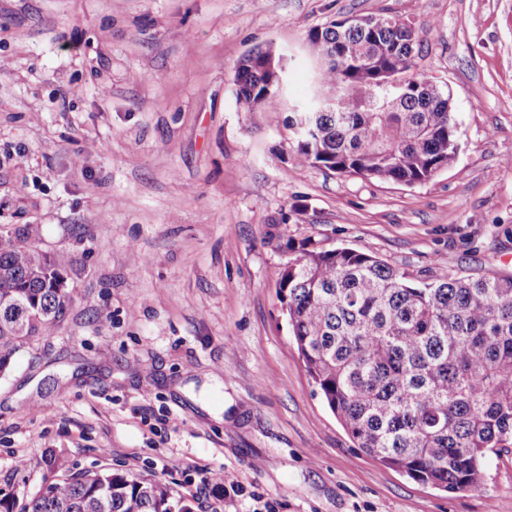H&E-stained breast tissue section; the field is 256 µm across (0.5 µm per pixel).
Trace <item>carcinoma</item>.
I'll use <instances>...</instances> for the list:
<instances>
[{
    "instance_id": "obj_1",
    "label": "carcinoma",
    "mask_w": 512,
    "mask_h": 512,
    "mask_svg": "<svg viewBox=\"0 0 512 512\" xmlns=\"http://www.w3.org/2000/svg\"><path fill=\"white\" fill-rule=\"evenodd\" d=\"M320 60L312 107L296 113L303 164L415 185L459 152L450 94L407 76L419 54L412 24L395 16L329 19L308 34ZM284 68L252 50L235 75L247 112L280 105ZM277 283L298 352L356 447L442 491L481 486L490 456L512 453V275L439 272L417 281L378 258L311 242L288 246ZM73 259L0 225V302L32 304L16 322L0 305V375L67 316ZM0 512H194L164 483L110 468L77 470L52 455L23 506Z\"/></svg>"
}]
</instances>
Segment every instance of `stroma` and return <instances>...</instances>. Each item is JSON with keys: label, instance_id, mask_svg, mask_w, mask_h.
<instances>
[{"label": "stroma", "instance_id": "1", "mask_svg": "<svg viewBox=\"0 0 512 512\" xmlns=\"http://www.w3.org/2000/svg\"><path fill=\"white\" fill-rule=\"evenodd\" d=\"M350 15L409 20L413 75L452 93L460 151L427 182L296 157L307 36ZM258 47L287 81L246 112L235 67ZM509 157L512 0H0V225L75 260L66 320L0 376V493L25 501L55 453L195 512H512V454L445 493L356 448L277 295L303 241L422 281L512 274Z\"/></svg>", "mask_w": 512, "mask_h": 512}]
</instances>
